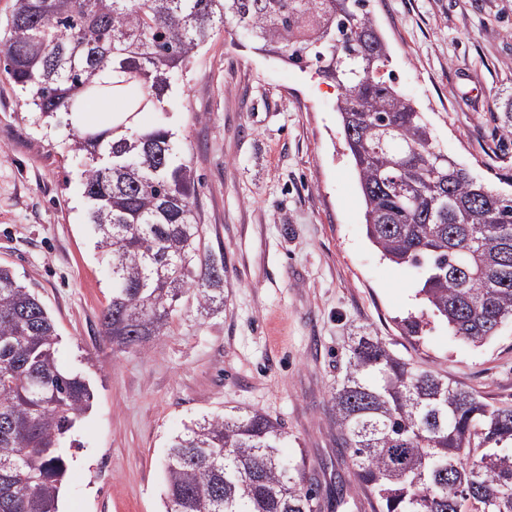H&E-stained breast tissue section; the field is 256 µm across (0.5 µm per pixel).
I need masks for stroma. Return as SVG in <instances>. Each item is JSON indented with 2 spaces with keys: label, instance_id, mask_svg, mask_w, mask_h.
Here are the masks:
<instances>
[{
  "label": "stroma",
  "instance_id": "35a3bbf8",
  "mask_svg": "<svg viewBox=\"0 0 512 512\" xmlns=\"http://www.w3.org/2000/svg\"><path fill=\"white\" fill-rule=\"evenodd\" d=\"M397 86L437 144L490 188L512 194V0H370ZM337 92L311 73L215 31L180 78L165 125L187 147L209 248L224 260V309L185 300L169 333L119 352L101 312L112 296L85 220L77 155L22 119L0 72V264L54 316L59 359L93 391L66 474L63 512H165L172 437L203 416L257 409L305 455L321 489L350 470L338 458L329 391L350 336L368 329L423 370L490 402L512 403V323L485 344L430 319L421 337L415 279L366 237L358 175L338 123Z\"/></svg>",
  "mask_w": 512,
  "mask_h": 512
}]
</instances>
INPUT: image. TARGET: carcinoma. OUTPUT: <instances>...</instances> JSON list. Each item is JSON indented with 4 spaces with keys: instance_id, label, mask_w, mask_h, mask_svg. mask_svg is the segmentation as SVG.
<instances>
[{
    "instance_id": "cac0c4a2",
    "label": "carcinoma",
    "mask_w": 512,
    "mask_h": 512,
    "mask_svg": "<svg viewBox=\"0 0 512 512\" xmlns=\"http://www.w3.org/2000/svg\"><path fill=\"white\" fill-rule=\"evenodd\" d=\"M369 0H15L0 66L25 120L83 156L86 220L112 275L101 312L120 351L171 329L180 301L224 308V261L206 245L195 178L164 128L120 135L76 126L86 97L164 109L176 72L215 29L336 84L358 173L366 236L423 281L419 295L474 345L512 320V195L436 145L396 86ZM110 70L122 80L107 84ZM60 337L35 289L0 265V512H59L73 434L91 406L84 377L59 364ZM338 481L320 503L305 456L281 457V424L256 410L204 417L174 436L166 512H324L363 494L372 512H512V404L420 370L370 332L354 337L330 391Z\"/></svg>"
}]
</instances>
